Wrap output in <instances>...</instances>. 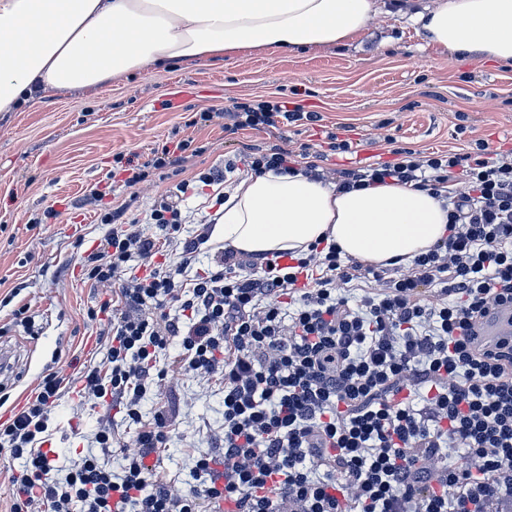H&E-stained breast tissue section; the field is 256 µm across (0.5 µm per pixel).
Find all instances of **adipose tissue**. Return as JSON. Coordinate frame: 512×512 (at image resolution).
<instances>
[{
    "mask_svg": "<svg viewBox=\"0 0 512 512\" xmlns=\"http://www.w3.org/2000/svg\"><path fill=\"white\" fill-rule=\"evenodd\" d=\"M379 11V0H0V112L49 89L95 93L172 59L338 45ZM415 18L441 52L512 62V0H429ZM447 233L446 203L429 191L343 192L301 171L241 178L212 229L248 254L299 255L325 238L375 265L408 262Z\"/></svg>",
    "mask_w": 512,
    "mask_h": 512,
    "instance_id": "ef3b65f1",
    "label": "adipose tissue"
}]
</instances>
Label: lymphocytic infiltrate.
<instances>
[{
    "instance_id": "lymphocytic-infiltrate-1",
    "label": "lymphocytic infiltrate",
    "mask_w": 512,
    "mask_h": 512,
    "mask_svg": "<svg viewBox=\"0 0 512 512\" xmlns=\"http://www.w3.org/2000/svg\"><path fill=\"white\" fill-rule=\"evenodd\" d=\"M226 118L233 132H280L317 116L254 100ZM191 145L125 165L127 185L171 183L149 214L126 203L99 214L111 230L83 267L108 295L87 312L102 359L74 392L77 407L103 412L89 448L58 452L49 420L64 377L41 376L35 399L0 423L18 462L10 512H512V353L467 340L489 304L512 303V147L403 148L337 170L343 190L390 180L450 199L447 235L409 264H365L319 241L287 264L227 248L204 266L212 226L184 235L187 194L210 192L220 208L241 166L328 176L274 144L185 179ZM202 375L222 388L224 421L178 485L160 461L180 408L144 404Z\"/></svg>"
}]
</instances>
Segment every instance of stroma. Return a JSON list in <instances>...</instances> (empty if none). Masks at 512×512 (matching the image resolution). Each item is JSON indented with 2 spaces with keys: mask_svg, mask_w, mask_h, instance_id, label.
I'll return each mask as SVG.
<instances>
[{
  "mask_svg": "<svg viewBox=\"0 0 512 512\" xmlns=\"http://www.w3.org/2000/svg\"><path fill=\"white\" fill-rule=\"evenodd\" d=\"M383 2L369 28L342 45L277 56L247 51L190 66L175 60L96 93L49 90L21 111L0 112V343L18 358L0 414L22 407L53 363L73 379L101 359L86 316L98 295L81 267L110 227L85 198L96 188L111 206L129 201L142 215L169 188L159 180L126 185L114 175L116 153L141 163L165 143L190 138L199 152L189 158L186 177L223 167L225 159L273 142L262 130L226 132L224 112L277 97L318 115L286 128L288 149L316 151L327 131L348 129L351 151L329 155L322 163L327 170L388 160L398 147L463 153L478 139L512 144V64L443 55L410 19L418 0L402 10ZM199 112L212 113V120L192 124ZM50 205L58 212L50 227L30 225ZM24 303L30 329L12 319ZM164 398L183 404L162 464L175 479L193 452L210 451L223 396L194 377ZM98 414L90 406L76 409L71 393H63L51 414L56 447H82Z\"/></svg>",
  "mask_w": 512,
  "mask_h": 512,
  "instance_id": "stroma-1",
  "label": "stroma"
}]
</instances>
